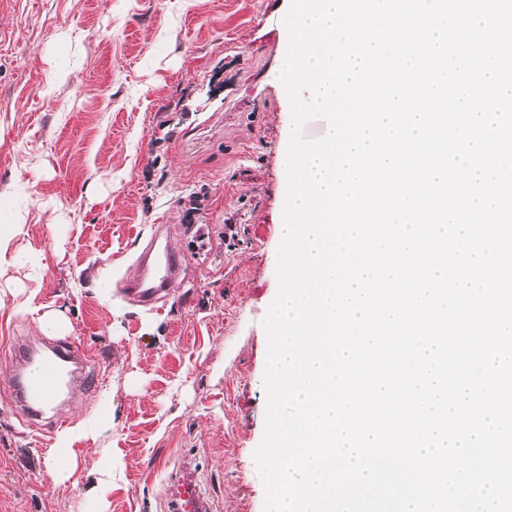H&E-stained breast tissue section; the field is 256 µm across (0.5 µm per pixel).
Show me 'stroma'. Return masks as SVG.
Listing matches in <instances>:
<instances>
[{
	"label": "stroma",
	"mask_w": 512,
	"mask_h": 512,
	"mask_svg": "<svg viewBox=\"0 0 512 512\" xmlns=\"http://www.w3.org/2000/svg\"><path fill=\"white\" fill-rule=\"evenodd\" d=\"M288 6L0 0V208L25 214L0 256V512H167L185 465L211 512H264L254 452L287 192ZM159 224L183 271L144 307L120 287ZM51 311L99 371L55 408L58 428L22 420L9 388L14 350L48 343Z\"/></svg>",
	"instance_id": "35a3bbf8"
}]
</instances>
